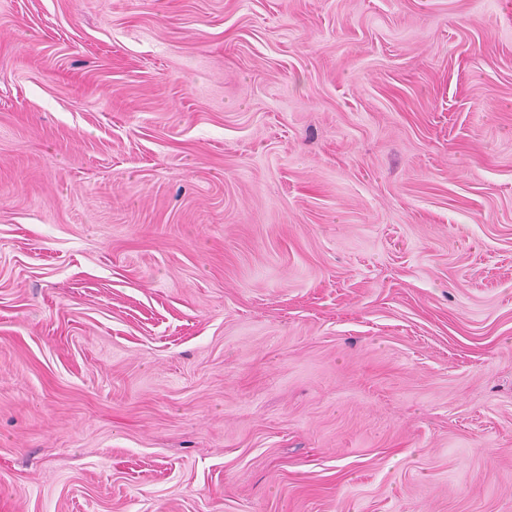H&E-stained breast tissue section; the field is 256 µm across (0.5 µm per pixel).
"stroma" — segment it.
<instances>
[{
    "label": "stroma",
    "instance_id": "obj_1",
    "mask_svg": "<svg viewBox=\"0 0 512 512\" xmlns=\"http://www.w3.org/2000/svg\"><path fill=\"white\" fill-rule=\"evenodd\" d=\"M0 512H512V0H0Z\"/></svg>",
    "mask_w": 512,
    "mask_h": 512
}]
</instances>
